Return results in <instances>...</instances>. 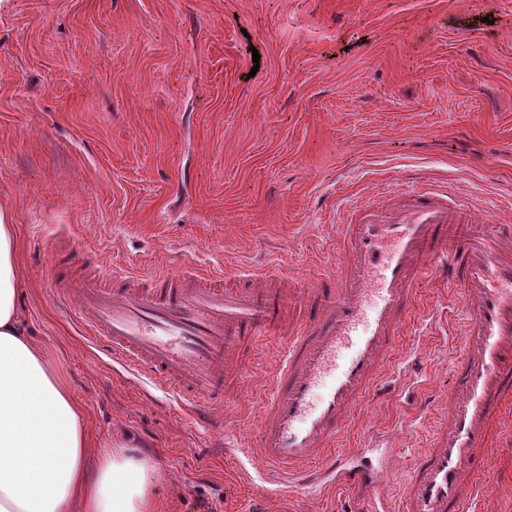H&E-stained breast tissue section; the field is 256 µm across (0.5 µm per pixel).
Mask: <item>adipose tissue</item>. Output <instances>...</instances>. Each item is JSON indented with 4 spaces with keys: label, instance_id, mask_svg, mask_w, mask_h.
<instances>
[{
    "label": "adipose tissue",
    "instance_id": "ef3b65f1",
    "mask_svg": "<svg viewBox=\"0 0 512 512\" xmlns=\"http://www.w3.org/2000/svg\"><path fill=\"white\" fill-rule=\"evenodd\" d=\"M17 227L0 208V512H154L155 468L93 453L85 410L30 337Z\"/></svg>",
    "mask_w": 512,
    "mask_h": 512
}]
</instances>
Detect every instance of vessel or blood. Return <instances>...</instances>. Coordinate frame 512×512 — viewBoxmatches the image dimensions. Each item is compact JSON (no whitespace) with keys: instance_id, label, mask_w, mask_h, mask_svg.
I'll use <instances>...</instances> for the list:
<instances>
[{"instance_id":"b4317fda","label":"vessel or blood","mask_w":512,"mask_h":512,"mask_svg":"<svg viewBox=\"0 0 512 512\" xmlns=\"http://www.w3.org/2000/svg\"><path fill=\"white\" fill-rule=\"evenodd\" d=\"M404 204L363 205L340 227L342 261L314 287L228 288L200 271L147 280L112 272L72 282L71 259L48 270L66 307L107 355L175 393L190 411L223 405L247 339L288 331L260 430L264 466L304 492L336 483L373 487L367 450L331 454L353 409L377 391L429 275L457 288L466 311L446 422L418 457L403 512H461L476 494L512 411V224L475 232L471 212L445 186H410Z\"/></svg>"}]
</instances>
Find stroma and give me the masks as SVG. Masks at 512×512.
<instances>
[{
	"mask_svg": "<svg viewBox=\"0 0 512 512\" xmlns=\"http://www.w3.org/2000/svg\"><path fill=\"white\" fill-rule=\"evenodd\" d=\"M512 224V0H8L0 8V205L17 226L35 341L98 447L155 467L160 512H397L448 409L465 315L425 280L391 358L395 390L353 411L334 452L376 449L373 489L300 494L257 474L286 338L256 337L205 422L87 339L51 291L74 276L224 271L313 280L338 226L405 178ZM233 452H225V445ZM468 512H512V417Z\"/></svg>",
	"mask_w": 512,
	"mask_h": 512,
	"instance_id": "stroma-1",
	"label": "stroma"
}]
</instances>
